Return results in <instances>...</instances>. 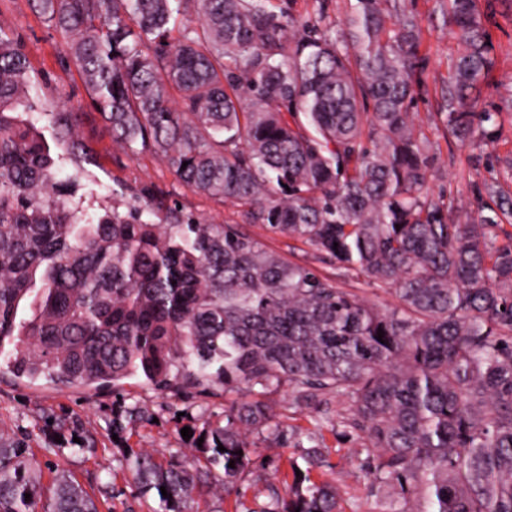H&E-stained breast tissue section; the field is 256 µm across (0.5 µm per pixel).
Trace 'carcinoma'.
<instances>
[{
  "instance_id": "1",
  "label": "carcinoma",
  "mask_w": 512,
  "mask_h": 512,
  "mask_svg": "<svg viewBox=\"0 0 512 512\" xmlns=\"http://www.w3.org/2000/svg\"><path fill=\"white\" fill-rule=\"evenodd\" d=\"M268 2L34 8L67 35L113 142L152 152L183 185L232 200L246 223L312 246L397 304L337 287L238 224L174 212L146 222L145 195L80 215L32 111L72 155L80 115L29 102L27 55L0 33V354L18 377L65 386L138 378L175 395L224 393V424L201 431L206 470L147 451L129 460L162 512L217 486L244 497L250 436L266 429L300 452L274 470L284 492L270 487L259 512H341L335 481L312 476L324 427L362 440L381 512H512V243L495 246L512 196L484 184L462 223L433 193L436 152L412 118L422 29L407 0H354L321 28ZM477 2L446 6L461 49L434 124L461 147L493 121L473 111L495 64ZM282 388L319 414L314 429H280L267 395ZM0 512L99 509L64 469L43 496L36 454L0 438Z\"/></svg>"
}]
</instances>
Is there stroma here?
<instances>
[{"mask_svg":"<svg viewBox=\"0 0 512 512\" xmlns=\"http://www.w3.org/2000/svg\"><path fill=\"white\" fill-rule=\"evenodd\" d=\"M442 2L414 0L422 27L418 70L422 91L415 110L426 134L439 145L432 189L462 213L476 209L484 183L496 180L512 192L504 163L505 158H512V0H480L496 66L482 86L476 109L494 113L495 137L476 139L468 147L445 139L433 122L441 109L448 64L458 47L456 37L443 24ZM270 7L291 9L304 21L336 24L348 10L349 0H271ZM0 32L22 42L32 67L30 96L44 105L57 104L59 111L81 115V158L61 157L56 169L58 180L67 185L74 200L91 207L143 192L154 203L143 218L155 224L164 223L168 209L174 206L209 224L241 223L239 207L186 187L151 152L134 155L113 142L91 105L79 71L64 57L63 38L36 14L31 0H0ZM256 234L285 259L318 269L344 290L382 306L396 302L393 294L356 272L324 262L308 245L261 228ZM223 413L220 394L172 395L135 379L96 391L62 386L45 377L32 381L15 376L0 355V437L25 443L40 461L68 470L94 495L100 512H154L159 501L140 494L126 465L127 449L180 457L194 454L204 421ZM117 415L123 418L119 431L112 427ZM185 427L190 428L191 439H183ZM324 438L326 471L336 480L343 512H379L380 495L360 468L359 441L329 430ZM291 454V448L275 438L261 442L259 455L270 466L256 468L250 476L245 485L247 506L256 510L268 502L266 488L276 482L271 466L287 467Z\"/></svg>","mask_w":512,"mask_h":512,"instance_id":"obj_1","label":"stroma"}]
</instances>
